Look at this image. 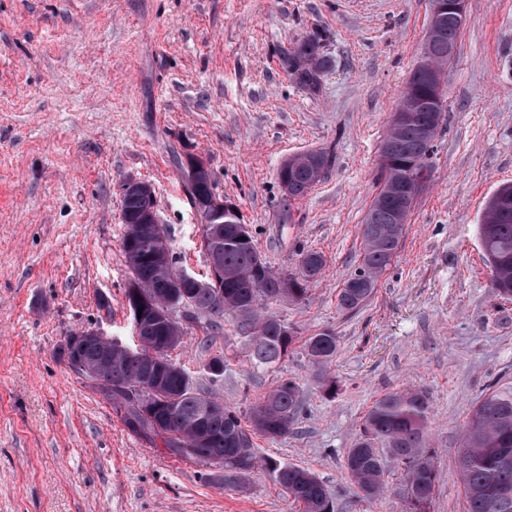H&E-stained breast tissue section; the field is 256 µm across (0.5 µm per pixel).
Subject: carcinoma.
I'll list each match as a JSON object with an SVG mask.
<instances>
[{
    "label": "carcinoma",
    "mask_w": 512,
    "mask_h": 512,
    "mask_svg": "<svg viewBox=\"0 0 512 512\" xmlns=\"http://www.w3.org/2000/svg\"><path fill=\"white\" fill-rule=\"evenodd\" d=\"M459 35L455 19H446L442 40L432 46L434 57H448V46L457 44ZM280 59L294 82L310 94L319 92L321 77L331 65L317 30L283 49ZM426 84L424 73L415 67L408 85L417 101L418 117L400 131L386 135L380 155L387 156L395 173L419 174L429 180L433 144L421 138V127L432 112ZM277 179L288 184L290 198L304 195L316 184L311 167L302 162L279 168ZM391 207L390 202L374 203L368 211L363 225L362 267L345 281L339 293V306L346 311L365 304L374 291L377 275L397 258L403 234L388 233L393 227ZM155 213L153 193H123V223ZM214 222L224 262V287L200 288L192 293L193 324L208 339L222 329L224 316L235 318L249 339L250 365L271 366L287 352L295 336L277 317L259 316L258 309L272 301L302 300L308 279L320 272L324 259L320 253L310 251L302 254L298 274L277 273L267 266L256 276L252 271L257 251L251 231H243L241 217L226 213ZM478 235L492 286L501 295L512 296V184L499 187L490 196ZM159 242L154 232L123 239L130 282L139 285V292L149 300L187 290L179 277L176 259L163 269L152 259ZM184 335L181 328L147 327L143 332L146 347L133 353H109L99 344H84L79 356L91 372L82 377L90 383H108L112 390L104 397L123 411L122 421L127 429L151 442L161 439L169 454L202 465L224 461L226 483L261 467L286 490L299 512H334L329 489L312 471L262 458L253 442L258 435L274 440L292 431L303 401L299 385L288 378L279 381L244 422L236 411L198 388L188 372L171 361L169 352L182 343ZM339 345L336 333L325 329L308 337L303 348L309 360L322 368L336 360ZM149 352L175 367V373L151 393L154 413L144 409L139 396L133 393L136 385L153 376L154 367L145 358ZM429 414L430 401L421 391H389L374 401L345 460L346 474L364 497L376 498L386 491L383 471L388 455L403 465L408 489L405 512H429L437 481L436 452L427 442ZM200 428L207 441L198 443L194 438ZM380 444L386 453H381ZM457 465L464 512H512V390L488 391L473 406L464 425Z\"/></svg>",
    "instance_id": "1"
}]
</instances>
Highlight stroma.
<instances>
[{
	"label": "stroma",
	"mask_w": 512,
	"mask_h": 512,
	"mask_svg": "<svg viewBox=\"0 0 512 512\" xmlns=\"http://www.w3.org/2000/svg\"><path fill=\"white\" fill-rule=\"evenodd\" d=\"M430 10V0H0V512H297L264 469L230 487L223 468L128 432L63 353L66 336L86 328L136 341L125 180L151 185L178 267L205 273L185 179L192 158L210 166L274 271L299 272L304 250L325 264L303 301L267 304L296 336L272 367H250L229 317L205 345L186 331L173 360L243 418L295 380L303 403L292 432L255 446L314 472L335 512H402L396 463L388 492L368 500L345 459L376 399L424 391L439 456L430 512H462L466 417L485 391L512 388V297L493 288L477 234L487 199L512 183V0H468L432 177L399 254L359 310L338 299L361 264L380 145ZM315 30L329 36L332 65L312 95L279 51ZM307 150L329 151L332 164L284 202L277 171ZM324 329L340 351L323 370L302 344ZM215 357L226 370L214 380Z\"/></svg>",
	"instance_id": "stroma-1"
}]
</instances>
